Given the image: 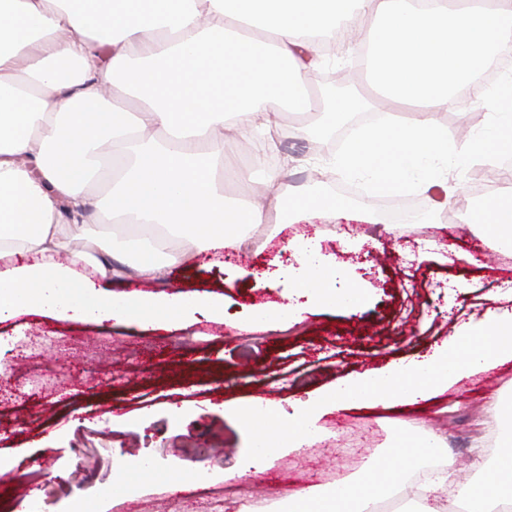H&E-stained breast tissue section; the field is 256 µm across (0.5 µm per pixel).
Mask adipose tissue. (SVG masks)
I'll return each instance as SVG.
<instances>
[{
  "label": "adipose tissue",
  "instance_id": "adipose-tissue-1",
  "mask_svg": "<svg viewBox=\"0 0 512 512\" xmlns=\"http://www.w3.org/2000/svg\"><path fill=\"white\" fill-rule=\"evenodd\" d=\"M366 17L379 106L422 113L351 137L334 172L365 177L374 195L442 184L452 196L460 184L440 171L449 153L512 155L511 72L474 87L488 130L470 147L456 148L436 118L489 50L512 56V0H0V322L23 312L144 328L223 318L220 295L105 293L98 279L112 269L114 241L73 215L89 208L98 224L163 226L130 262L143 280L240 250L274 209L225 201L223 180L234 175L224 167L225 128L268 136L282 113L315 110L324 130L367 107L356 96L317 108L305 81L322 56L313 36L335 37ZM104 176L112 190L96 205L84 188ZM470 221L511 242L512 193L488 197ZM302 255L296 296L362 301L359 289L337 288L320 251ZM440 446L437 436L396 440L354 482L288 495L285 512H366ZM464 495L466 512L512 503V450Z\"/></svg>",
  "mask_w": 512,
  "mask_h": 512
}]
</instances>
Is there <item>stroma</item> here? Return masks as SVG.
<instances>
[{"instance_id": "35a3bbf8", "label": "stroma", "mask_w": 512, "mask_h": 512, "mask_svg": "<svg viewBox=\"0 0 512 512\" xmlns=\"http://www.w3.org/2000/svg\"><path fill=\"white\" fill-rule=\"evenodd\" d=\"M444 116L448 138L459 147L487 129L478 107L454 106ZM310 122L292 112L281 117L286 134L275 150L285 174L283 220L271 225L261 252L231 262L207 256L171 268L159 281L111 279L116 292L223 295V322L144 331L23 313L0 323V349L18 355L0 374L6 392L0 459L13 464L9 479L0 478L5 512L18 504L9 488L13 478L45 501L48 512L79 496L105 512H280L285 497L305 487L353 481L401 430L442 437L449 484L461 487L487 475L495 460L475 428L494 421V396L512 400V361L490 362L415 405H339L318 421L316 442L278 451L262 473L235 476L247 439L223 406L263 398L287 409L390 364L424 359L461 325L478 328L512 313V251L468 220L478 203L476 164L449 165L465 189L445 204L421 194L395 206L375 201L366 207L360 179L320 180L319 150L306 132ZM230 141L242 178L225 182V197L265 201L264 169L252 160L251 141L235 135ZM298 196L334 197L358 210L347 227H336L322 252L331 258L337 287L358 288L364 298L346 307L308 304L282 330H240L239 321L256 306L287 302L292 281L275 277V270L284 264L304 271L289 242L331 221L296 211L291 202ZM367 224L384 225L385 235L369 237ZM175 405L183 414L172 413ZM201 446L215 480L172 490V464L192 463ZM149 455L159 462L149 478H138L128 492L116 485L119 464Z\"/></svg>"}]
</instances>
